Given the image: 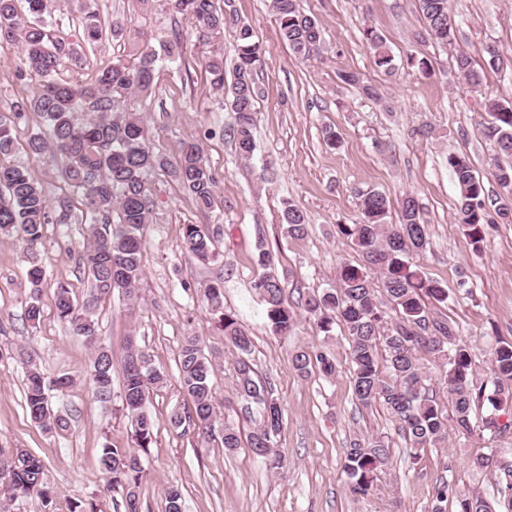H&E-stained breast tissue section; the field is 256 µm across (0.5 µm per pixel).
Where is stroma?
<instances>
[{"mask_svg": "<svg viewBox=\"0 0 512 512\" xmlns=\"http://www.w3.org/2000/svg\"><path fill=\"white\" fill-rule=\"evenodd\" d=\"M231 2L265 48V62L254 74L263 94L256 105V149L250 159L235 151L234 114L225 96L213 90L203 64L215 46L233 61L232 31L200 34L190 21L169 12L164 0L144 5L99 0L101 43L85 46L84 66L61 70L62 78L86 84L100 69L132 60L145 47L180 40V58L158 61L151 93L128 96L123 107L146 116L149 146L156 154L172 156L183 141L199 142L217 177L216 203L200 210L180 184L154 172V210L144 232L145 276L134 301L118 288L109 299L93 301L79 265L86 242L80 209H72L69 223L44 225L38 256L46 285L35 326L24 318L29 290L23 246L0 237V448H25L42 460L53 491L52 512H69L77 502L95 512H125V495L107 490L99 457L105 444L129 446L133 428L120 399L105 406L91 394V350L56 314L54 292L63 285L78 304L94 305L101 342L112 352L114 391L122 389L123 360L131 346L149 354L165 377L148 403L155 428L135 488L140 512H165L166 493L173 486L182 490L184 512H428L437 488L446 483L497 503L493 473L471 467L469 460L492 448L512 464V409L499 413L507 427L502 434L483 431L490 411L484 403L472 415L471 432H462L451 419L445 447L413 449L384 406L366 409L355 399L343 327L320 332L301 304L313 292L335 286L339 267L360 264L359 252L337 233L338 225L357 220L359 191L378 189L394 203L413 194L428 226L427 246L416 262L448 290L447 301L430 309L458 326L474 369L491 379L494 348L499 341L512 342V224L486 225L480 249H473L456 221L458 191L448 157H469L490 201L512 197L493 177L501 158L484 134L492 120L489 101L512 98V67L487 64L491 45L512 58V0H450L457 28L452 48L425 36L418 0H298L301 11L318 19L323 35L318 53L308 60L295 58L281 40L271 0ZM116 26L123 33L114 37L110 31ZM369 27L390 48L391 72L375 64L363 37ZM456 47L482 68L480 86H469L458 74ZM19 53L18 44L0 42V113L29 97L38 82L33 75L18 78ZM422 59L430 62L429 71L419 68ZM342 71L356 72L364 84L379 87L382 99H367L361 87L342 83ZM327 126L338 132V147L325 144ZM42 128V118L27 113L14 129L10 160L27 166L54 203L66 192L64 159L48 154L35 160L26 152L29 136ZM290 204L308 217L303 237H288L284 230L283 213ZM188 224L217 230L215 258L201 262L186 254ZM268 274L284 281L285 300L297 311L285 335L271 328L255 287ZM215 281L224 285L225 311L253 338L250 361L259 379L283 406L279 468H270L249 448L227 452L220 440L202 441L170 423L186 401L178 352L187 336L199 337L205 353L216 357L212 384L218 412L245 435L260 420L258 413L244 411L236 385L238 353L225 344L203 297L204 287ZM22 348L48 377H73L65 392L49 393L53 409L70 421L66 434L46 433L27 416L26 368L14 355ZM300 351L325 354L334 372L314 365L298 373L292 359ZM357 437H379L390 448L365 495L350 491L341 468Z\"/></svg>", "mask_w": 512, "mask_h": 512, "instance_id": "obj_1", "label": "stroma"}]
</instances>
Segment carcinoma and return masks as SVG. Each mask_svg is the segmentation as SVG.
Here are the masks:
<instances>
[{
  "mask_svg": "<svg viewBox=\"0 0 512 512\" xmlns=\"http://www.w3.org/2000/svg\"><path fill=\"white\" fill-rule=\"evenodd\" d=\"M428 36L441 44L456 42L454 27L448 23L449 0H418ZM169 8L204 31L219 35L229 27L235 33V58L230 85H225L226 63L218 49L209 52L205 67L211 85L218 92H228L235 115L231 132L235 150L244 159L254 153L253 115L260 97L254 72L263 62L264 47L251 25L225 21L226 10L214 0H167ZM282 40L293 54L302 59L322 43V30L313 16L300 11L298 0H271ZM55 0H0V41L18 43L21 55L18 76L34 74L40 83L33 95L15 105V117L26 112L41 115L46 129L28 141L29 153L40 157L48 152L63 154L68 164L63 178L68 190L79 197L89 228L86 246L80 255L98 299L112 296L120 288L135 297L144 276L143 232L150 223L154 201L147 182L149 172L160 169L182 184L197 207L207 210L215 203L216 177L194 140L185 141L178 155L166 157L153 153L147 145L144 117L138 112L118 111L121 99L131 94H146L153 85L156 62L165 56H180L179 42L160 44V49L146 48L132 65L122 62L102 70L87 85L57 78L60 68L79 65L84 50L69 40L54 18ZM86 41L103 38L94 0H76ZM363 36L373 52L378 68L389 71L394 58L386 41L374 28ZM456 69L470 85L482 81V73L471 57L459 50L454 55ZM88 109L97 113L94 121L80 123L75 114ZM494 122L485 127L484 135L493 140L497 153L512 158V101L494 100L489 104ZM13 121L0 115V158L14 150ZM458 189L455 204L458 223L464 226L470 244L477 247L484 238V225L492 218L486 208V186L463 154L448 155ZM360 214L352 224L337 225L338 234L362 254L364 264L343 265L336 274V287L313 294L305 300V310L316 320L320 331L328 333L340 323L346 329L352 364L351 382L355 398L368 408L380 403L398 421L414 448L438 447L447 439V416L430 396L422 352L446 367L444 383L448 402L458 428L471 431L473 407L486 401L493 412L485 416L483 427L494 435L501 426L496 412L512 404V342L502 341L493 352V385L482 380L472 367L468 346L462 342L454 325L431 316L427 301L443 302L448 289L427 278L414 256L427 246L424 224L417 199H401L399 223H389L391 201L375 189L359 193ZM49 202L28 167L0 162V236L15 237L26 246L27 278L30 284L25 317L37 324L41 317L40 293L46 272L37 258L42 226L49 222ZM286 232L291 238L306 234L308 218L290 204L284 211ZM217 233L206 225H185L184 248L191 257L206 260L215 254ZM380 273L382 287L393 303L397 317L387 321L377 306L375 290L367 270ZM266 308L268 322L276 333L288 332L295 320L294 311L284 300V284L273 276H263L255 284ZM211 310L218 315L224 340L238 352L236 375L238 390L244 399L260 408L261 422L247 440L228 421L219 422L211 384L214 361L208 357L196 336H186L179 350V383L189 400L185 413L170 417L177 427L187 425L198 435L214 436L221 429V443L234 451L247 443L277 468V437L283 410L272 389L255 379L254 368L243 369V359L252 349L251 336L236 319L224 312V289L213 282L204 289ZM59 318L72 335L88 342L92 349L90 386L100 403L112 402V354L93 337L99 336L98 323L90 308L78 306L69 289L60 286L55 294ZM18 356L27 365L25 388L26 412L44 431L63 432L68 420L54 412L49 404L51 383L41 368L24 350ZM331 373L332 363L324 355L311 358L306 352L293 357L295 370L303 374L312 362ZM389 369L390 378L381 375L380 363ZM163 384V375L151 358L139 349H131L124 360L122 410L133 424L131 442L135 450L106 444L100 466L109 477L107 489L117 491L138 483L142 469L126 461L141 458L151 448L154 421L146 411L150 394ZM389 448L381 438H356L350 443L342 464L351 492L368 494L376 473L385 464ZM498 491L502 512H512V469L499 470ZM38 495L46 505L52 502V490L44 478L42 461L25 448L0 453V497L12 501L18 497ZM493 512L476 494L461 493L448 485L438 488L429 512Z\"/></svg>",
  "mask_w": 512,
  "mask_h": 512,
  "instance_id": "1",
  "label": "carcinoma"
}]
</instances>
